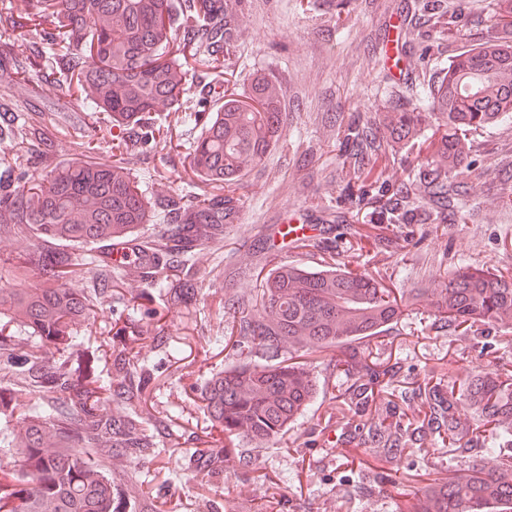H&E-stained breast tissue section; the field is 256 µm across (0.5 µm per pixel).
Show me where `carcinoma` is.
<instances>
[{"label": "carcinoma", "mask_w": 512, "mask_h": 512, "mask_svg": "<svg viewBox=\"0 0 512 512\" xmlns=\"http://www.w3.org/2000/svg\"><path fill=\"white\" fill-rule=\"evenodd\" d=\"M20 2L14 12L0 11V72L9 79L0 90V140L15 147L0 157V238L34 239L40 258L31 264L18 254L0 265V382L10 381L0 385L3 447L19 462L14 474L0 476V512H149L144 481L129 467L159 470L156 437L171 418L147 408L153 374L139 348L163 327L153 330L144 318L158 315L156 302L166 309L192 304L188 261L238 223L243 177L263 165L287 127L282 90L261 71L248 76L246 93L229 90L224 74L239 49L233 0ZM325 2L338 24L356 2L370 14L382 7L378 0H299V7L313 12ZM495 7L496 36L433 67L414 97L394 94L375 116L350 106L324 111L336 129L326 153L341 185L323 211V234L301 239L324 268L271 267L261 256L272 247L259 240L246 265L254 286L224 289V330L244 358L200 389L211 424L224 432V446L196 448L189 457L200 485L224 472L244 483L268 481L257 475L254 449L312 405L318 381L296 353L319 352L345 374L333 399L353 449L385 460L436 443L481 449L467 469L413 493L402 512H512V370L458 388L430 377L380 408L399 369L371 357L366 341L400 322L419 294L397 297L373 275L326 261L335 257V241L326 237L332 224L348 234L362 218L378 230L368 236L372 244L396 254L405 248L404 224H428L436 233L471 220L465 200L476 169L466 133L512 124V0ZM393 11L405 34L398 55L423 61L468 24L463 10H448V0H399ZM16 34L41 47L17 59L4 50ZM47 71L50 83L39 80ZM473 74L479 90H461ZM19 94L65 98L93 118L104 115L125 131L112 160L92 157L97 145L81 133L73 145L83 159L50 164L45 118L14 125ZM191 94L194 110L185 107ZM162 112L177 114L181 141H173ZM158 148L187 160L193 194L143 196L134 165L164 178L154 164ZM397 160L407 176L396 183L385 172ZM491 180L498 206L512 209V159ZM155 222L159 234L139 242L141 226ZM114 240L138 242L152 255L153 267L131 271L150 287H123L112 265L84 253L89 243ZM31 278L38 285H24ZM78 278L86 287H72ZM433 283L428 306L436 331L462 323L512 329V277L459 266L436 270ZM107 293L122 305L114 333L84 347L77 327ZM107 360L104 374L99 364Z\"/></svg>", "instance_id": "carcinoma-1"}]
</instances>
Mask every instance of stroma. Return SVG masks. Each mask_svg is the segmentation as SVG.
<instances>
[{"label": "stroma", "mask_w": 512, "mask_h": 512, "mask_svg": "<svg viewBox=\"0 0 512 512\" xmlns=\"http://www.w3.org/2000/svg\"><path fill=\"white\" fill-rule=\"evenodd\" d=\"M240 19L241 46L235 69L245 75L260 69L281 84L288 127L263 168L245 177L240 222L227 229L224 242L210 244L196 255L193 309L164 311L163 345L141 352L154 370L150 404L159 412L173 411L189 437L176 447L170 446L166 435L157 437L166 475L151 480L148 496L159 512L171 500L181 502L182 512H212L228 500L248 507L264 501V484L244 485L224 474L204 489L187 466L200 439L216 442L223 438L212 427L194 389L209 373L237 360L232 351L221 350L215 343L224 334L219 300L226 286L246 282L239 272L244 262L232 256L231 247L242 244L244 238L270 233L286 218L296 225L319 223L322 209L339 192L336 168H304L300 159L309 146L326 144L335 134L334 128L321 121L328 101L365 112L382 111L390 92L407 91L423 69L418 58L398 57V19L390 12L374 16L352 12L338 34L333 31L331 13H302L294 0H241ZM374 35L384 41L386 51L369 61L359 55L358 46ZM81 126L95 135L100 145L98 158L109 159L117 128L95 123L86 113L69 107L54 130V165L74 161L70 133ZM471 139L472 157L481 171L469 181L474 219L445 225L436 233L428 232L423 224L407 225L404 235L409 245L401 257L363 253L362 268L384 277L386 287L427 288L437 269L461 265L490 274H512V211L499 209L485 184L502 153L512 152V125L474 133ZM429 324L427 305L419 303L394 328L372 339L369 348L373 356L396 364L408 383L427 375L461 382L479 372L499 371L503 361L512 362V333L475 326L442 335ZM307 363L319 381L313 407L260 455L266 473L291 506L304 512H400L408 494L432 483L438 472L467 467L471 452L440 445L426 455L404 451L390 462L367 455L353 461L352 447L342 444L337 433L322 428L333 388L342 379L323 359L311 356ZM363 467L378 478L365 494L354 489Z\"/></svg>", "instance_id": "obj_1"}]
</instances>
